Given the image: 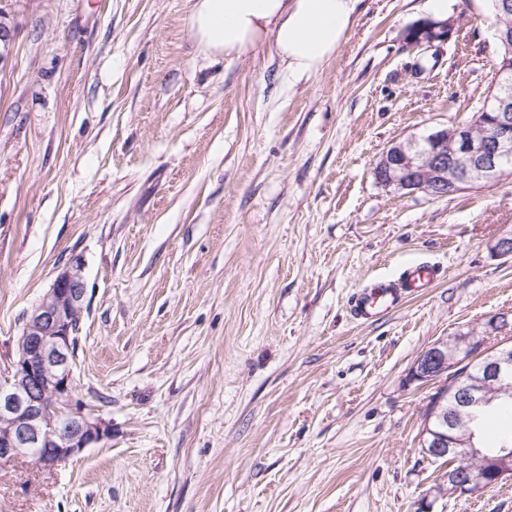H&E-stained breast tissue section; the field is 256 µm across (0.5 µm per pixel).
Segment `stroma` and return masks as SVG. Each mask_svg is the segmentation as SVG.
Masks as SVG:
<instances>
[{
  "instance_id": "35a3bbf8",
  "label": "stroma",
  "mask_w": 512,
  "mask_h": 512,
  "mask_svg": "<svg viewBox=\"0 0 512 512\" xmlns=\"http://www.w3.org/2000/svg\"><path fill=\"white\" fill-rule=\"evenodd\" d=\"M195 0H0V376L72 256L77 394L112 435L56 472L0 465V512H512V480L443 494L418 357L512 317V176L448 197L379 185L394 142L494 91L492 0H360L289 74L272 39L213 53ZM428 264L371 322L355 297ZM427 1L431 18L446 21L425 19L410 26L405 34L406 43L410 46H431L435 42H445L454 32V22L448 19V1Z\"/></svg>"
}]
</instances>
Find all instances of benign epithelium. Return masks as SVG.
Segmentation results:
<instances>
[{
	"instance_id": "7a95c632",
	"label": "benign epithelium",
	"mask_w": 512,
	"mask_h": 512,
	"mask_svg": "<svg viewBox=\"0 0 512 512\" xmlns=\"http://www.w3.org/2000/svg\"><path fill=\"white\" fill-rule=\"evenodd\" d=\"M454 22L425 19L405 34L410 46H430L452 37ZM504 94L496 98L495 117L476 135L469 126L436 130L424 137L425 148L411 137L393 143L377 161V182L396 191H423L436 197L457 193L466 184L492 182L512 175V69L499 71ZM84 263L72 257L57 274L42 301L27 317L17 340V358L0 380V463L29 460L42 471L53 472L62 463L111 437L112 422L105 420L76 395L72 336L74 320L86 303ZM508 325V319L488 318L477 328L461 333L455 347L441 341L425 350L412 369V379L431 382L445 376L466 378L472 348L483 349V371L494 379L512 370V347L485 348L486 341ZM426 453L448 463V494L486 491L512 478V448L492 458V469L475 471L463 462L480 455L471 440L440 434Z\"/></svg>"
}]
</instances>
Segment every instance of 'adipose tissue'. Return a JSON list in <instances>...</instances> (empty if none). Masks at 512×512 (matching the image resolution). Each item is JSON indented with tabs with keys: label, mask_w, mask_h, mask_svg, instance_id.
I'll use <instances>...</instances> for the list:
<instances>
[{
	"label": "adipose tissue",
	"mask_w": 512,
	"mask_h": 512,
	"mask_svg": "<svg viewBox=\"0 0 512 512\" xmlns=\"http://www.w3.org/2000/svg\"><path fill=\"white\" fill-rule=\"evenodd\" d=\"M358 0H197L191 29L212 52L245 51L272 37L289 73L321 69L350 28Z\"/></svg>",
	"instance_id": "obj_1"
}]
</instances>
